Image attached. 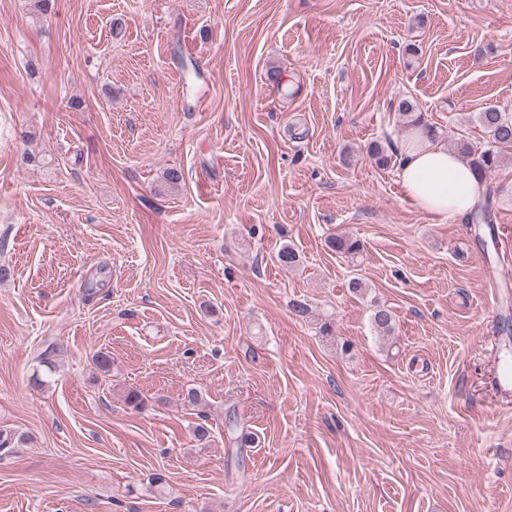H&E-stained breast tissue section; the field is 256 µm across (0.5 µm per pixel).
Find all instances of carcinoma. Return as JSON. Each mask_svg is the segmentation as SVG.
Returning a JSON list of instances; mask_svg holds the SVG:
<instances>
[{
  "instance_id": "obj_1",
  "label": "carcinoma",
  "mask_w": 512,
  "mask_h": 512,
  "mask_svg": "<svg viewBox=\"0 0 512 512\" xmlns=\"http://www.w3.org/2000/svg\"><path fill=\"white\" fill-rule=\"evenodd\" d=\"M399 112L405 127L420 129L423 134L434 138L437 132L434 127L424 121L421 113L414 111V105L404 99L399 103ZM476 121L487 134V140L481 147H475L467 141L457 142V153L468 161L470 166L484 179L498 170L507 159L508 151L512 150V113L503 112L496 107H488L477 113ZM396 153L379 143L369 147V157L373 163L386 169L393 163ZM332 250L354 258L362 251L359 240L338 235L329 240ZM373 328L381 336L390 334L393 328V317L389 310L376 307L371 315ZM29 437L24 433L0 429V458L10 456L16 449L25 445Z\"/></svg>"
}]
</instances>
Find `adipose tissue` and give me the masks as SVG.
<instances>
[{"instance_id": "1", "label": "adipose tissue", "mask_w": 512, "mask_h": 512, "mask_svg": "<svg viewBox=\"0 0 512 512\" xmlns=\"http://www.w3.org/2000/svg\"><path fill=\"white\" fill-rule=\"evenodd\" d=\"M397 177L405 198L442 223L462 220L486 194L466 160L418 130L399 144Z\"/></svg>"}]
</instances>
